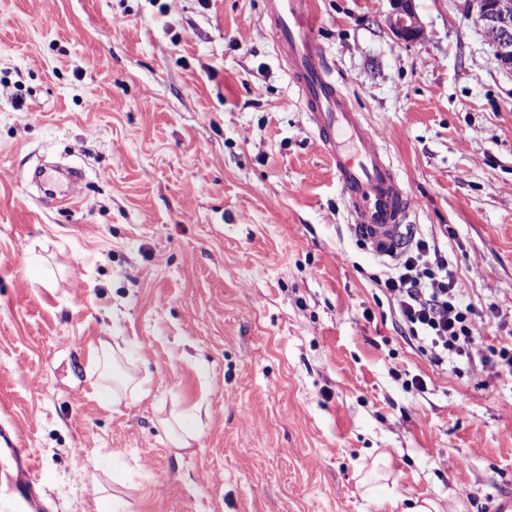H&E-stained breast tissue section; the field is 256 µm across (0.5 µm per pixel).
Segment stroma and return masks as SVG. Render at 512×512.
I'll use <instances>...</instances> for the list:
<instances>
[{"mask_svg":"<svg viewBox=\"0 0 512 512\" xmlns=\"http://www.w3.org/2000/svg\"><path fill=\"white\" fill-rule=\"evenodd\" d=\"M311 2L480 344L416 348L265 0H0V397L52 512H481L512 488V70L471 0H415L411 43L388 0ZM47 162L83 170L77 199L41 200ZM113 341L146 396L99 398ZM389 26L393 35L401 41L414 42L422 38L424 31L419 23L414 0H389ZM171 443L175 448H189L190 440L195 439V415L179 413L174 417L173 422L164 421Z\"/></svg>","mask_w":512,"mask_h":512,"instance_id":"1","label":"stroma"}]
</instances>
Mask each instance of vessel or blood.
<instances>
[{
  "label": "vessel or blood",
  "mask_w": 512,
  "mask_h": 512,
  "mask_svg": "<svg viewBox=\"0 0 512 512\" xmlns=\"http://www.w3.org/2000/svg\"><path fill=\"white\" fill-rule=\"evenodd\" d=\"M268 14L299 89L310 123L349 203L351 232L379 255L404 241L408 195L392 162L343 92L315 40L318 18L310 0H267ZM0 398V512H45L41 471Z\"/></svg>",
  "instance_id": "b4317fda"
}]
</instances>
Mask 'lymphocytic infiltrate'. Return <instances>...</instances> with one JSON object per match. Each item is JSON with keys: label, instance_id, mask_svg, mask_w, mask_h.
<instances>
[{"label": "lymphocytic infiltrate", "instance_id": "f902f5d3", "mask_svg": "<svg viewBox=\"0 0 512 512\" xmlns=\"http://www.w3.org/2000/svg\"><path fill=\"white\" fill-rule=\"evenodd\" d=\"M384 288L396 301L412 337L434 364L450 354H459L478 344L470 308L457 301L454 273L447 259L431 257L425 240L399 258V272L384 282Z\"/></svg>", "mask_w": 512, "mask_h": 512}]
</instances>
